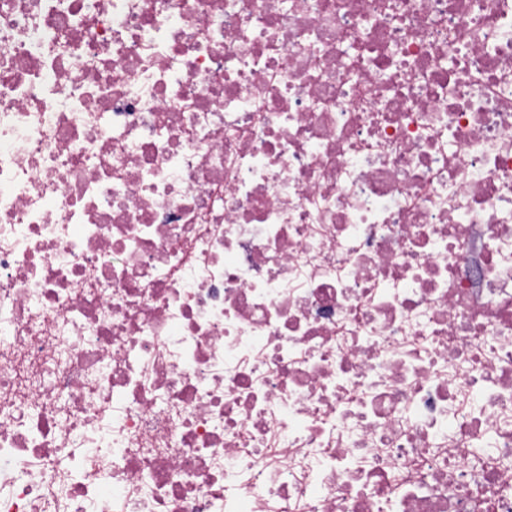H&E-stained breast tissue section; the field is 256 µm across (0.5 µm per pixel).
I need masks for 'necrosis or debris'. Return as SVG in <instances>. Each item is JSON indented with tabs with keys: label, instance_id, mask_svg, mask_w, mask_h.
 Segmentation results:
<instances>
[{
	"label": "necrosis or debris",
	"instance_id": "1",
	"mask_svg": "<svg viewBox=\"0 0 512 512\" xmlns=\"http://www.w3.org/2000/svg\"><path fill=\"white\" fill-rule=\"evenodd\" d=\"M0 512H512V0H0Z\"/></svg>",
	"mask_w": 512,
	"mask_h": 512
}]
</instances>
